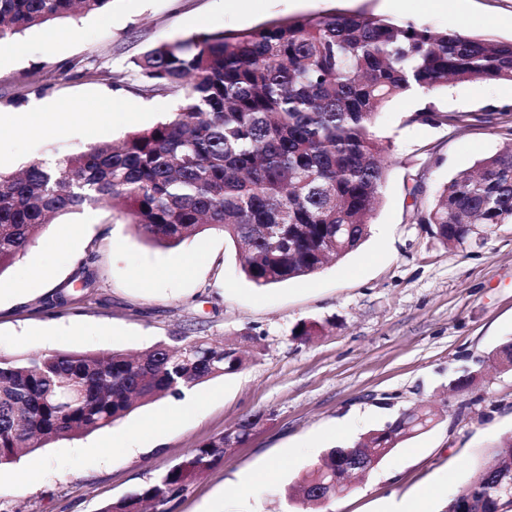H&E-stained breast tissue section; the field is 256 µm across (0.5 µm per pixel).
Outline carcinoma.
<instances>
[{
    "instance_id": "cac0c4a2",
    "label": "carcinoma",
    "mask_w": 512,
    "mask_h": 512,
    "mask_svg": "<svg viewBox=\"0 0 512 512\" xmlns=\"http://www.w3.org/2000/svg\"><path fill=\"white\" fill-rule=\"evenodd\" d=\"M112 0H0V40L76 11L100 13ZM141 92L179 99L173 117L133 132L120 144H97L53 163L36 161L18 176L0 175V273L24 255L56 214L87 206L163 247L207 229L234 244L245 277L258 287L309 277L367 238L381 203L389 146L374 131L393 98L417 87L428 94L450 82H511L512 41L435 30L411 18L366 11L288 17L241 31L192 33L162 41L133 61ZM413 219L444 246L463 245L512 224V142L459 171ZM89 255L81 294L62 288L48 308L80 303L96 287ZM301 322L293 336L324 333ZM512 370V343L488 356ZM242 359L231 345L204 336L172 337L137 355L49 352L0 354V465L52 442L110 427L137 406L180 397L233 373ZM260 416L234 428L243 442ZM425 406L362 435L352 448L377 463L425 432ZM220 435L192 449L161 478L100 512H171L191 481L224 460ZM444 512H504L499 486L512 480V437L493 450ZM362 459L333 448L287 499L317 512L344 489L341 475Z\"/></svg>"
}]
</instances>
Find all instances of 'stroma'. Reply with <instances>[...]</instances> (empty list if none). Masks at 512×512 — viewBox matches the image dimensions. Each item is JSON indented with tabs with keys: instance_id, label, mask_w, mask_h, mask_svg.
<instances>
[{
	"instance_id": "stroma-1",
	"label": "stroma",
	"mask_w": 512,
	"mask_h": 512,
	"mask_svg": "<svg viewBox=\"0 0 512 512\" xmlns=\"http://www.w3.org/2000/svg\"><path fill=\"white\" fill-rule=\"evenodd\" d=\"M365 10L422 25L512 39V0H112L0 42V174L123 140L163 121L175 96L138 90L133 61L157 42L195 32L250 29L303 14ZM93 69L90 77L76 67ZM108 71L112 81L100 79ZM462 115L457 125L415 121L425 107ZM500 112L499 122L482 120ZM375 133L390 159L370 234L344 259L298 280L248 281L231 240L208 229L178 246L139 239L111 212L88 207L57 215L23 257L0 273V353L122 349L138 352L195 327L245 353L238 371L194 387L198 408L168 420L170 398L145 403L89 435L0 466V512H99L150 484L179 458L256 415L249 438L193 480L172 512H304L288 486L336 447L352 445L402 411L433 407V426L404 441L322 512H385L435 486L428 512H443L512 436V371L487 358L512 342V224L481 242L449 248L413 221L458 171L512 142V83H453L433 95L405 93L380 114ZM422 172L412 198L408 174ZM95 254L89 300L47 308L42 300L72 281ZM196 256L183 270L187 256ZM316 321L324 335L292 337ZM135 432L137 452L112 450ZM282 462L275 481L258 475ZM26 482H16L17 474Z\"/></svg>"
}]
</instances>
